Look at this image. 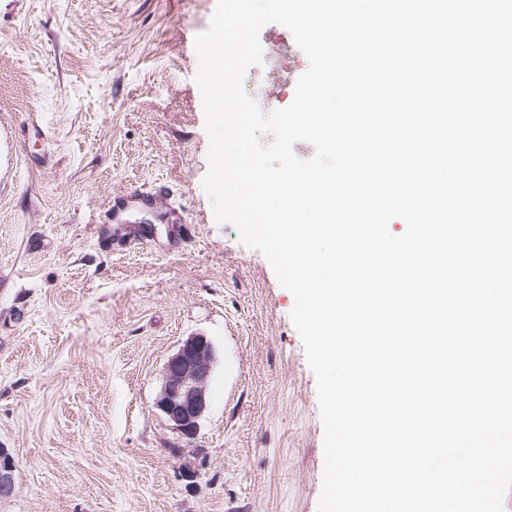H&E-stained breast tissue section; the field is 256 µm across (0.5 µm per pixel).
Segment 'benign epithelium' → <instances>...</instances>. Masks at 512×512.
<instances>
[{
    "mask_svg": "<svg viewBox=\"0 0 512 512\" xmlns=\"http://www.w3.org/2000/svg\"><path fill=\"white\" fill-rule=\"evenodd\" d=\"M214 364L210 341L202 336L184 340L167 359L154 406L188 441L195 439L208 408L207 385ZM16 463L6 448H0V499L15 494Z\"/></svg>",
    "mask_w": 512,
    "mask_h": 512,
    "instance_id": "7a95c632",
    "label": "benign epithelium"
}]
</instances>
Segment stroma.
I'll return each mask as SVG.
<instances>
[{
	"label": "stroma",
	"mask_w": 512,
	"mask_h": 512,
	"mask_svg": "<svg viewBox=\"0 0 512 512\" xmlns=\"http://www.w3.org/2000/svg\"><path fill=\"white\" fill-rule=\"evenodd\" d=\"M217 0H0V512H318L324 425L292 294L202 187L196 37ZM244 91L283 57L272 109L309 60L277 23ZM162 185L181 224L115 196ZM215 354L193 443L156 410L167 358ZM16 463L6 448H0V499L11 498L15 494Z\"/></svg>",
	"instance_id": "obj_1"
}]
</instances>
